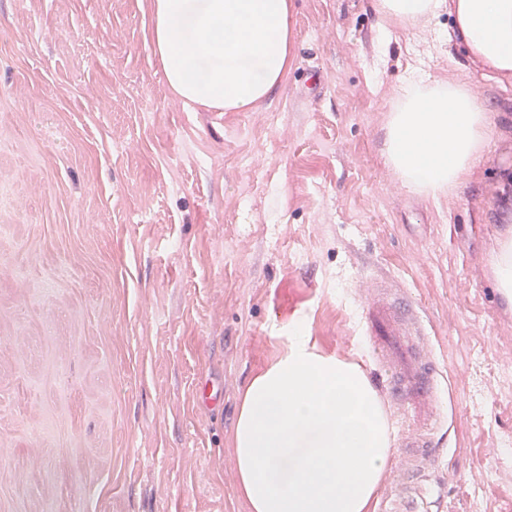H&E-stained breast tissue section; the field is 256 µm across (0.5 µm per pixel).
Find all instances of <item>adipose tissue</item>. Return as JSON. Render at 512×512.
I'll return each mask as SVG.
<instances>
[{
	"label": "adipose tissue",
	"instance_id": "ef3b65f1",
	"mask_svg": "<svg viewBox=\"0 0 512 512\" xmlns=\"http://www.w3.org/2000/svg\"><path fill=\"white\" fill-rule=\"evenodd\" d=\"M416 27L452 17L453 38L497 80L512 79V0H376ZM296 43L292 0H153V44L189 108L246 112L280 83ZM384 142L410 191L456 189L489 121L466 89L411 77L397 91ZM239 491L251 512H367L391 456L388 422L355 363L318 352L303 320L246 385L234 433Z\"/></svg>",
	"mask_w": 512,
	"mask_h": 512
}]
</instances>
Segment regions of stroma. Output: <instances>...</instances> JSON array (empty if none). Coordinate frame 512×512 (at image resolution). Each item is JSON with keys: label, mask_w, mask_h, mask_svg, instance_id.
Returning <instances> with one entry per match:
<instances>
[{"label": "stroma", "mask_w": 512, "mask_h": 512, "mask_svg": "<svg viewBox=\"0 0 512 512\" xmlns=\"http://www.w3.org/2000/svg\"><path fill=\"white\" fill-rule=\"evenodd\" d=\"M151 4L0 0V512H249L233 432L274 331L307 316L320 352L371 372L358 290L381 274L454 407L429 512H512V302L490 263L512 233V82L436 40L449 15L407 30L376 0H293L283 84L190 112ZM417 68L478 87L490 121L437 199L383 154Z\"/></svg>", "instance_id": "35a3bbf8"}]
</instances>
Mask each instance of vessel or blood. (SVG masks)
<instances>
[{
  "instance_id": "obj_1",
  "label": "vessel or blood",
  "mask_w": 512,
  "mask_h": 512,
  "mask_svg": "<svg viewBox=\"0 0 512 512\" xmlns=\"http://www.w3.org/2000/svg\"><path fill=\"white\" fill-rule=\"evenodd\" d=\"M363 295L361 331L373 356L375 379L394 417L405 421L383 512H422L438 461L435 429L442 418L428 328L407 292L389 280L375 282Z\"/></svg>"
}]
</instances>
